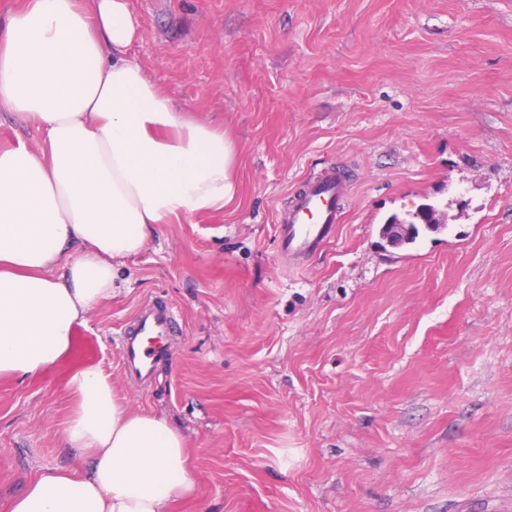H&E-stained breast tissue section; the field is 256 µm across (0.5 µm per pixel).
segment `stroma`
<instances>
[{
	"label": "stroma",
	"instance_id": "stroma-1",
	"mask_svg": "<svg viewBox=\"0 0 512 512\" xmlns=\"http://www.w3.org/2000/svg\"><path fill=\"white\" fill-rule=\"evenodd\" d=\"M133 53L237 148L223 210L154 225L51 372L0 378V512L77 468L78 369L186 437L171 512H512V0H128ZM344 168L332 242L284 260L276 212ZM429 203L446 225L391 247ZM181 325L120 368L144 304ZM436 211H440L436 206L432 204H422L419 207H417L415 211H409L405 217L400 218L399 216L393 215L390 218H388L385 224H383L380 232L381 237L383 240L387 237H390V233L393 231L395 227L394 224H408L410 225V231L408 235L404 239H401V237H392V240H390V242L393 245L396 243V241H399L400 245L412 244L416 241L420 233L418 224H424V226L427 229H438L440 227L439 224H436V218L433 217ZM427 218L433 219V223L435 224H426L424 220H426ZM393 234L403 237L406 234V228L397 226L393 231ZM393 240H395V242ZM174 321L175 313L165 303L141 307L134 314L120 341V363L128 376L141 381L153 377L156 364L169 355L167 339Z\"/></svg>",
	"mask_w": 512,
	"mask_h": 512
}]
</instances>
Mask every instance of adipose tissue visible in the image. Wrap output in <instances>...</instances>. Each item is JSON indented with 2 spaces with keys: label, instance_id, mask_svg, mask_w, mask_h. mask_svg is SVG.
Instances as JSON below:
<instances>
[{
  "label": "adipose tissue",
  "instance_id": "ef3b65f1",
  "mask_svg": "<svg viewBox=\"0 0 512 512\" xmlns=\"http://www.w3.org/2000/svg\"><path fill=\"white\" fill-rule=\"evenodd\" d=\"M139 36L128 0H26L0 22V106L45 136L0 149V377L66 357L152 225L236 196L233 141L147 76ZM69 386L62 435L88 467L41 472L10 512H168L192 491L186 439L164 415L124 409L94 366Z\"/></svg>",
  "mask_w": 512,
  "mask_h": 512
}]
</instances>
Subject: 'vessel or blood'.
<instances>
[{"instance_id": "b4317fda", "label": "vessel or blood", "mask_w": 512, "mask_h": 512, "mask_svg": "<svg viewBox=\"0 0 512 512\" xmlns=\"http://www.w3.org/2000/svg\"><path fill=\"white\" fill-rule=\"evenodd\" d=\"M346 180L341 170L305 182L288 210L278 213L275 234L284 255L306 257L329 242L340 223ZM175 314L164 303L140 308L125 326L120 363L130 377L150 380L156 364L169 354L168 338Z\"/></svg>"}]
</instances>
